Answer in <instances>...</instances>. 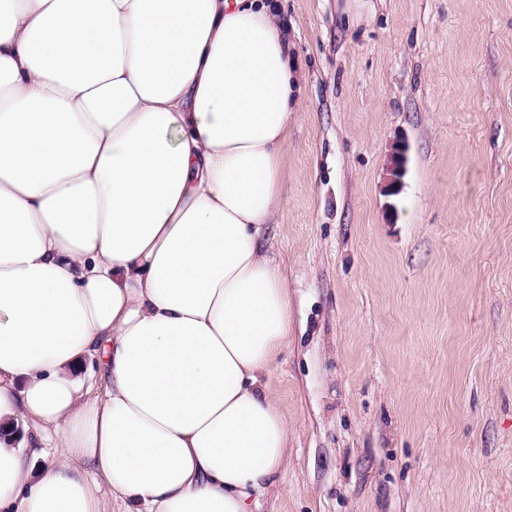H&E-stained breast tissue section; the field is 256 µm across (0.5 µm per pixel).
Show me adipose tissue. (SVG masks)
<instances>
[{
    "label": "adipose tissue",
    "mask_w": 512,
    "mask_h": 512,
    "mask_svg": "<svg viewBox=\"0 0 512 512\" xmlns=\"http://www.w3.org/2000/svg\"><path fill=\"white\" fill-rule=\"evenodd\" d=\"M291 80L264 0H0V512H257Z\"/></svg>",
    "instance_id": "ef3b65f1"
}]
</instances>
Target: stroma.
Wrapping results in <instances>:
<instances>
[{
    "label": "stroma",
    "mask_w": 512,
    "mask_h": 512,
    "mask_svg": "<svg viewBox=\"0 0 512 512\" xmlns=\"http://www.w3.org/2000/svg\"><path fill=\"white\" fill-rule=\"evenodd\" d=\"M278 7L290 436L262 512H512V0Z\"/></svg>",
    "instance_id": "obj_1"
}]
</instances>
